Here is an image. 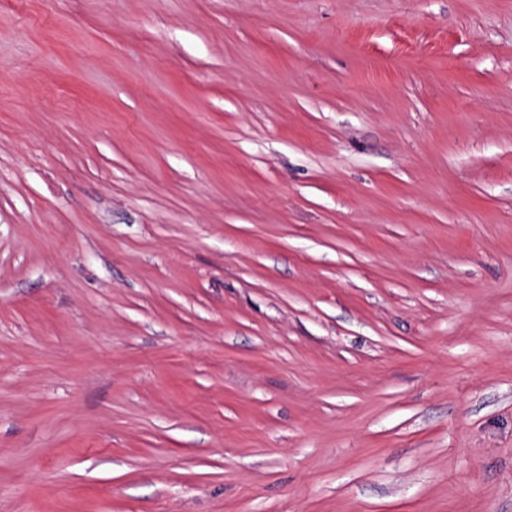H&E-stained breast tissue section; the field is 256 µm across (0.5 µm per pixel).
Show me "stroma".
I'll list each match as a JSON object with an SVG mask.
<instances>
[{
	"mask_svg": "<svg viewBox=\"0 0 512 512\" xmlns=\"http://www.w3.org/2000/svg\"><path fill=\"white\" fill-rule=\"evenodd\" d=\"M0 512H512V0H0Z\"/></svg>",
	"mask_w": 512,
	"mask_h": 512,
	"instance_id": "1",
	"label": "stroma"
}]
</instances>
